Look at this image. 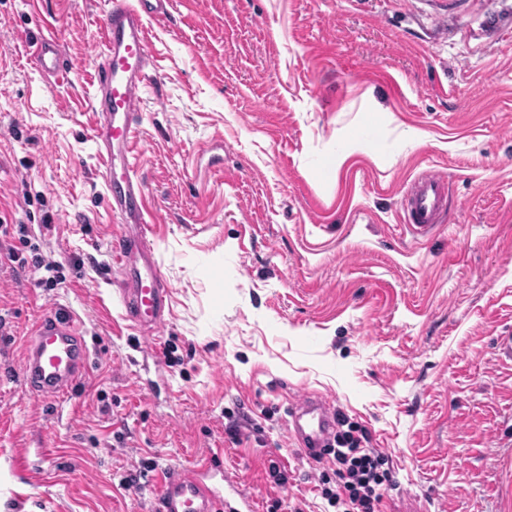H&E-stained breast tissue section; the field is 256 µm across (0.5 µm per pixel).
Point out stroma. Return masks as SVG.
Segmentation results:
<instances>
[{
    "instance_id": "35a3bbf8",
    "label": "stroma",
    "mask_w": 512,
    "mask_h": 512,
    "mask_svg": "<svg viewBox=\"0 0 512 512\" xmlns=\"http://www.w3.org/2000/svg\"><path fill=\"white\" fill-rule=\"evenodd\" d=\"M48 30L62 83L29 61ZM99 32L98 0H0V248L27 225L60 275L0 262V512H152L156 475L211 448L255 512H336L288 432L309 393L387 455L382 512H512V0H173L141 125L172 287L153 332L121 316L110 243L132 227L94 166ZM428 168L448 211L415 238L399 202ZM48 310L91 353L53 404L21 373Z\"/></svg>"
}]
</instances>
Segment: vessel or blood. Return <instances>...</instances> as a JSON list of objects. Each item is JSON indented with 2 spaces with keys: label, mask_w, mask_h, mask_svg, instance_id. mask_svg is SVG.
<instances>
[{
  "label": "vessel or blood",
  "mask_w": 512,
  "mask_h": 512,
  "mask_svg": "<svg viewBox=\"0 0 512 512\" xmlns=\"http://www.w3.org/2000/svg\"><path fill=\"white\" fill-rule=\"evenodd\" d=\"M171 0H102L101 38L92 83L97 114L94 143L101 185L112 214L137 227L135 236L119 240L113 254L123 275L125 317L148 331L165 322L171 288L162 279L148 235L145 192L137 161L144 93L150 81V22L166 18ZM34 68L44 76L66 80L69 65L57 36L41 35L31 50ZM448 208V178L426 170L406 191L401 221L418 236L439 224ZM90 350L73 319L41 314L24 351L23 378L36 397L53 402L70 392L87 373ZM336 425L330 403L306 395L290 411L289 432L311 459L322 457ZM152 512H254V500L224 465L223 449H215L191 466H172L157 476Z\"/></svg>",
  "instance_id": "1"
}]
</instances>
